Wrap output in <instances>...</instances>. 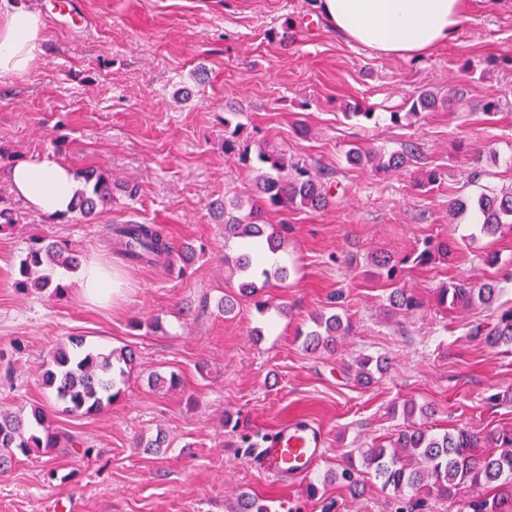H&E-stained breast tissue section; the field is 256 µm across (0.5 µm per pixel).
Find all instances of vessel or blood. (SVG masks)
Returning <instances> with one entry per match:
<instances>
[{
	"instance_id": "obj_1",
	"label": "vessel or blood",
	"mask_w": 512,
	"mask_h": 512,
	"mask_svg": "<svg viewBox=\"0 0 512 512\" xmlns=\"http://www.w3.org/2000/svg\"><path fill=\"white\" fill-rule=\"evenodd\" d=\"M327 444L328 438L319 426L307 420H293L262 439L253 450L251 461L266 476L302 478L323 457Z\"/></svg>"
}]
</instances>
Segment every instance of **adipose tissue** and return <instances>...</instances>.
<instances>
[{
    "label": "adipose tissue",
    "instance_id": "1",
    "mask_svg": "<svg viewBox=\"0 0 512 512\" xmlns=\"http://www.w3.org/2000/svg\"><path fill=\"white\" fill-rule=\"evenodd\" d=\"M467 0H319L329 25L348 41L397 57L422 56L452 41L466 17ZM41 16L24 7L0 11V79L25 72L41 41ZM12 192L38 213L60 216L73 206V167L44 157L8 171ZM77 288L87 301L106 305L121 283L105 265H82Z\"/></svg>",
    "mask_w": 512,
    "mask_h": 512
}]
</instances>
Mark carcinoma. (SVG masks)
I'll return each mask as SVG.
<instances>
[{"label":"carcinoma","mask_w":512,"mask_h":512,"mask_svg":"<svg viewBox=\"0 0 512 512\" xmlns=\"http://www.w3.org/2000/svg\"><path fill=\"white\" fill-rule=\"evenodd\" d=\"M224 153L238 156L239 161L251 163V146L240 140V126H235L224 137ZM347 161L354 164L372 163L386 169L404 167L409 159L405 153H393L389 158L351 148ZM257 160L264 172L257 182V200L245 215H236L233 208L221 204L217 207L224 217V233L248 238L275 252L283 243L288 227H275L260 223L262 208L286 210L305 207L322 209L332 194L327 183L311 173L303 162L288 163L283 154L275 150H259ZM85 184L76 191L72 211L86 218L112 207V178L106 171L85 172ZM473 212L478 218L471 236L512 234V189L499 194H481L470 200L456 198L449 203L451 216ZM21 214L11 198L0 195V232L20 223ZM115 243L130 261L147 265L172 264L174 248L163 232L154 224H140L129 220L114 231ZM452 252L446 240L426 239L422 245L400 259L391 255L375 258L385 278L395 285L389 300L405 311L421 306V301L407 289L399 286L404 267L426 266L445 259ZM80 256L75 251L54 242L38 240L29 248L18 267L16 285L19 288L53 289L62 295L66 291L61 282L52 280L49 271L61 267L75 269ZM239 275V295L250 297L266 287L271 277L283 279L287 269L272 270L261 266L248 252L235 259ZM497 288L489 283L474 285L451 283L437 290L436 301L444 308L467 307L474 300L489 306L496 300ZM343 329L337 314L321 316L316 328L304 333L306 348L316 350L336 343V335ZM490 346L512 345V306L499 307L491 325L479 323L470 330ZM51 367L43 375L44 384L53 389L65 411L79 415H94L118 400L124 393L135 358L126 348L102 350L85 345L80 339L73 350L57 348L50 352ZM385 359L365 357L358 362L357 378L371 380L372 372L384 370ZM33 423L20 414L0 412V473L12 462L15 451L28 453L36 448H66L75 452L79 442L72 436L53 431L46 424L42 411H32ZM362 462L373 470L383 488L389 490L397 502L395 512H423L430 498H453L463 489L477 493L463 502V512H512V430H493L486 434L466 427L443 433H433L426 427L409 424L390 441L372 445L362 454Z\"/></svg>","instance_id":"obj_1"}]
</instances>
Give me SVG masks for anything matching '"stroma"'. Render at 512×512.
Masks as SVG:
<instances>
[{
  "instance_id": "1",
  "label": "stroma",
  "mask_w": 512,
  "mask_h": 512,
  "mask_svg": "<svg viewBox=\"0 0 512 512\" xmlns=\"http://www.w3.org/2000/svg\"><path fill=\"white\" fill-rule=\"evenodd\" d=\"M11 6L39 11L45 27L28 70L0 79V194L11 193L13 164L52 156L111 173L115 200L90 219L26 208L0 233V411L41 408L90 450L16 453L0 473V512H237L244 493L298 512H395L370 470L355 496L340 473L349 454L405 426V402L430 406L435 433L512 428V345L469 336L489 308L435 300L451 282L493 281L499 303L512 304V235L473 236L471 216L448 211L455 198L512 189V0H470L455 39L419 59L345 41L313 0H0ZM423 91L436 107L409 116ZM357 104L372 121L348 118ZM228 120L252 149L334 172L339 187L324 209L263 213L288 226V275L227 314L221 300L237 280L224 260L240 245L212 203L250 205L259 176L225 154ZM411 145L397 170L345 157ZM431 171L436 183L421 187ZM128 220L159 225L193 259L128 265L109 233ZM37 238L111 266L121 294L100 307L73 287L60 297L17 288ZM428 238L453 240V255L405 270L401 284L422 305L395 309L371 258ZM334 312L348 326L335 349L306 351L301 332ZM72 336L136 355L124 395L95 415L61 412L43 382L49 349ZM366 355L387 368L363 384ZM296 417L322 427L329 446L309 475L277 483L251 466L241 438Z\"/></svg>"
}]
</instances>
